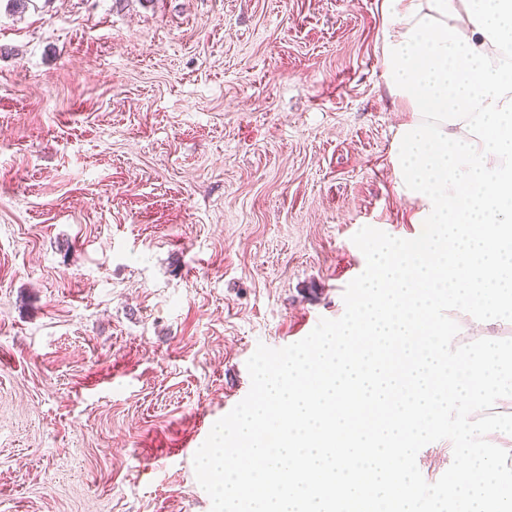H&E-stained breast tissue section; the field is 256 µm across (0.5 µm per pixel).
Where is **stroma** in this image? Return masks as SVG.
Here are the masks:
<instances>
[{
    "instance_id": "obj_1",
    "label": "stroma",
    "mask_w": 512,
    "mask_h": 512,
    "mask_svg": "<svg viewBox=\"0 0 512 512\" xmlns=\"http://www.w3.org/2000/svg\"><path fill=\"white\" fill-rule=\"evenodd\" d=\"M381 0H0V512H210L258 344L412 239Z\"/></svg>"
}]
</instances>
